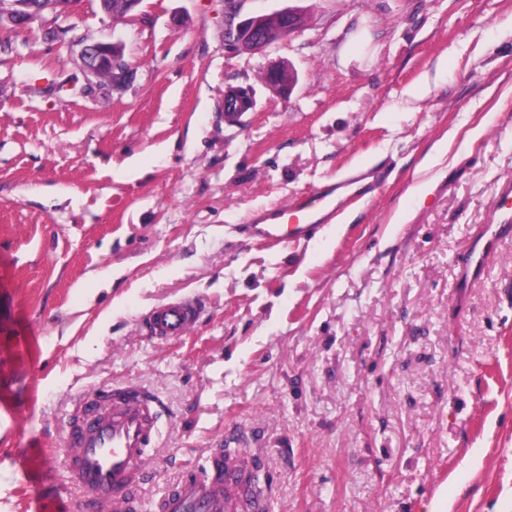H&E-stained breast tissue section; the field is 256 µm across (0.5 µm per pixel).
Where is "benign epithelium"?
Here are the masks:
<instances>
[{"label":"benign epithelium","mask_w":512,"mask_h":512,"mask_svg":"<svg viewBox=\"0 0 512 512\" xmlns=\"http://www.w3.org/2000/svg\"><path fill=\"white\" fill-rule=\"evenodd\" d=\"M240 0H225L226 28L224 40L238 48L256 52L279 39L290 36L300 27V11L288 7L270 14L239 18L237 4ZM78 0H0V24L14 29L25 30L45 13L61 15ZM73 51L86 76L82 93L91 94L104 86H114L127 81L129 70L122 58V43L79 39L70 42ZM110 72L109 79L102 78L103 72ZM254 107L252 93L248 88H238L226 104L227 118L232 120L240 112H248Z\"/></svg>","instance_id":"benign-epithelium-1"}]
</instances>
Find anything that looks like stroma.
I'll return each mask as SVG.
<instances>
[{
    "mask_svg": "<svg viewBox=\"0 0 512 512\" xmlns=\"http://www.w3.org/2000/svg\"><path fill=\"white\" fill-rule=\"evenodd\" d=\"M239 7L303 26L249 53L224 0H143L142 21L80 0L0 30V512H56L76 400L125 382L161 405L144 499L232 434L271 512H512V235L467 262L512 185V0ZM56 28L121 41L131 77L82 94ZM371 167L310 242L243 235ZM182 297L198 323L148 338ZM229 99L225 107L226 115L229 120H234V118L238 116L236 112H249L254 107V100L249 88L236 89ZM235 101L237 102V108L233 106ZM200 311L201 304L191 299L161 302L143 316L142 326L154 340L180 338L195 326Z\"/></svg>",
    "mask_w": 512,
    "mask_h": 512,
    "instance_id": "stroma-1",
    "label": "stroma"
}]
</instances>
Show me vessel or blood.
Instances as JSON below:
<instances>
[{"label": "vessel or blood", "instance_id": "b4317fda", "mask_svg": "<svg viewBox=\"0 0 512 512\" xmlns=\"http://www.w3.org/2000/svg\"><path fill=\"white\" fill-rule=\"evenodd\" d=\"M366 190L362 174L321 184L309 195L253 216L244 232L269 248L312 239L332 224L347 199L363 197ZM500 210L503 222L487 227L496 240L512 230V189L501 190ZM200 311V303L191 299L165 301L143 316L142 326L155 340L179 338L195 326ZM158 405V399L133 384L110 386L94 399L77 402L78 415L63 437L72 512H140L147 450L158 438ZM242 483V473L214 453L199 472L170 485L155 501L154 512H235Z\"/></svg>", "mask_w": 512, "mask_h": 512}]
</instances>
